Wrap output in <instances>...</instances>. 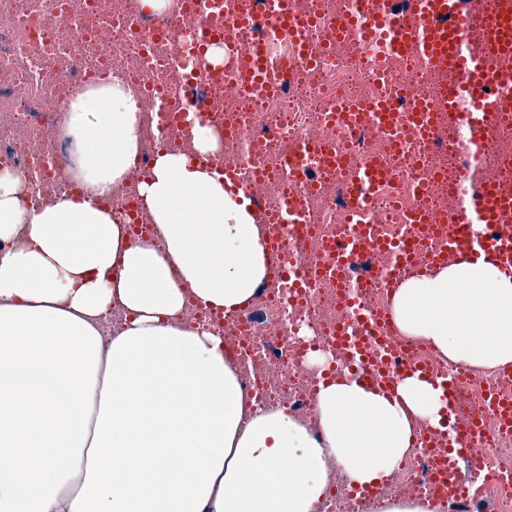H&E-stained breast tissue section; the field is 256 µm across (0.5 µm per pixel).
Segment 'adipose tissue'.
<instances>
[{"mask_svg":"<svg viewBox=\"0 0 512 512\" xmlns=\"http://www.w3.org/2000/svg\"><path fill=\"white\" fill-rule=\"evenodd\" d=\"M140 125L113 78L67 103L82 194L39 201L0 174V512H316L331 460L351 485L385 482L417 425L441 428L442 389L417 374L392 395L349 375L321 382L316 437L257 408L223 337L182 315L194 302L230 316L255 298L264 229L210 167L199 121L196 159L160 153L138 186L158 243L131 242L105 200ZM391 312L449 362L512 367V274L492 260L402 282Z\"/></svg>","mask_w":512,"mask_h":512,"instance_id":"1","label":"adipose tissue"}]
</instances>
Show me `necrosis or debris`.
Instances as JSON below:
<instances>
[{"label": "necrosis or debris", "instance_id": "1", "mask_svg": "<svg viewBox=\"0 0 512 512\" xmlns=\"http://www.w3.org/2000/svg\"><path fill=\"white\" fill-rule=\"evenodd\" d=\"M236 7L255 15L253 28L238 27L224 0H213L210 10L197 16L189 15L185 0H173L163 13L145 11L140 0H62L58 6L53 0H0V170L41 200L76 192L71 171L79 156L63 133L60 108L67 95L104 85L115 74L139 100L168 94L167 111L143 110L139 151L125 183L109 197L137 224L132 241L148 239L156 230L140 207V173L163 149L194 156L193 124L174 115L201 112L215 137L210 165L217 170L235 165L242 182L258 191L257 221L267 234H280L297 275L265 282L254 301L233 316L190 304L184 322L213 326L235 343L239 379L260 408L285 410L313 430L319 376L307 365L309 351L330 354L331 374L350 369L346 348L336 342L345 305L335 276L317 270L325 243L351 230L350 181L370 157L381 160L388 179L372 198L366 221L378 235L397 240L411 233L414 208L448 212L487 182L512 195V178L503 173L504 159L512 158V113H497L483 133L485 149L471 153L458 115L438 97L444 85L467 84L468 74L409 53L389 58L383 75H373L376 45L332 36L337 18L355 12L354 0H294L295 10L313 21L308 39L321 48L313 65L295 56L265 0H236ZM200 29L218 36L224 51L218 74L195 52ZM257 49L270 59L290 60L282 77L264 89L236 80ZM387 99L396 100L401 112L415 102L429 105L433 136L404 127L394 144L373 124L354 130L332 118ZM309 140L336 150L341 158L336 168L323 169L315 156L298 154V146ZM424 176L430 189L419 197L413 187ZM289 202L303 211L312 234L275 231L272 220ZM389 343L410 361L425 363L433 375L454 376L449 423L479 420L485 454L477 481L466 495H457L431 476L435 459L446 458L449 448L447 431L436 430L430 447L413 448L399 462L386 482L387 497L436 502L441 512H512V430L485 408L487 391L512 398V374L449 363L406 336H393ZM378 508L355 495L336 471L319 512Z\"/></svg>", "mask_w": 512, "mask_h": 512}]
</instances>
